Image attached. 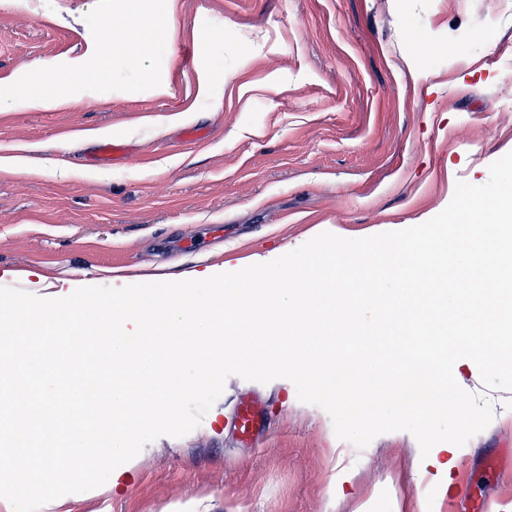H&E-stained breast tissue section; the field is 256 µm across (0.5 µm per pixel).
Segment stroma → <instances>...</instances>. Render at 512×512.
Returning <instances> with one entry per match:
<instances>
[{
    "mask_svg": "<svg viewBox=\"0 0 512 512\" xmlns=\"http://www.w3.org/2000/svg\"><path fill=\"white\" fill-rule=\"evenodd\" d=\"M96 2L0 7V86L40 61L89 59ZM176 21L166 95L83 91L51 111L0 113V159L50 145L66 168H0L1 286L44 297L64 279L172 281L326 231L402 230L439 214L457 182L485 184L512 151V0H176ZM202 65L219 76L205 97ZM97 130L121 144L114 158H100ZM471 392L493 419L440 512L512 504V392ZM242 400L259 409L248 440L234 426ZM212 410L218 420L157 438L65 512H164L190 490L195 512H322L334 443L356 474L338 512L413 475L411 433L362 449L337 440L284 378L230 376Z\"/></svg>",
    "mask_w": 512,
    "mask_h": 512,
    "instance_id": "obj_1",
    "label": "stroma"
}]
</instances>
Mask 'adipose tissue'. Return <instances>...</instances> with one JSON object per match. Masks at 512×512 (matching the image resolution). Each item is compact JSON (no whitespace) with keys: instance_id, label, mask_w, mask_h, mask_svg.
<instances>
[{"instance_id":"obj_1","label":"adipose tissue","mask_w":512,"mask_h":512,"mask_svg":"<svg viewBox=\"0 0 512 512\" xmlns=\"http://www.w3.org/2000/svg\"><path fill=\"white\" fill-rule=\"evenodd\" d=\"M466 449L457 445L427 446L417 451L419 483L399 491L395 487H381L369 498L359 501L355 512H377L378 505H385L387 512H439L442 499L455 488L457 468L466 456ZM429 480L437 489L435 500H425L421 480Z\"/></svg>"}]
</instances>
